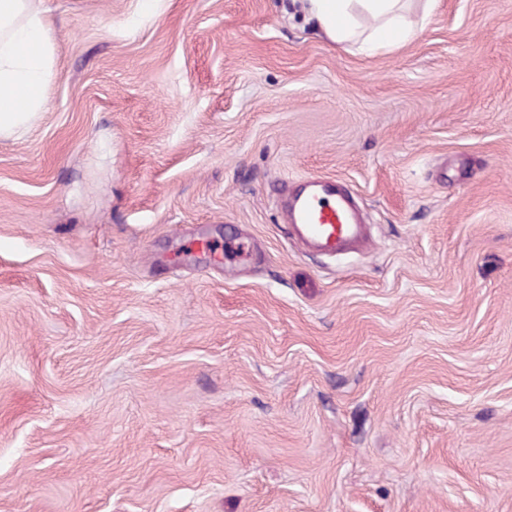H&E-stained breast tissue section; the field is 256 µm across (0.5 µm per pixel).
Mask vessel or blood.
Segmentation results:
<instances>
[{"label":"vessel or blood","instance_id":"1","mask_svg":"<svg viewBox=\"0 0 512 512\" xmlns=\"http://www.w3.org/2000/svg\"><path fill=\"white\" fill-rule=\"evenodd\" d=\"M283 212L291 237L309 253L333 256L371 244L370 229L340 179H299L283 203Z\"/></svg>","mask_w":512,"mask_h":512}]
</instances>
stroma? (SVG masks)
I'll return each instance as SVG.
<instances>
[{"label": "stroma", "mask_w": 512, "mask_h": 512, "mask_svg": "<svg viewBox=\"0 0 512 512\" xmlns=\"http://www.w3.org/2000/svg\"><path fill=\"white\" fill-rule=\"evenodd\" d=\"M287 3L41 0L53 106L0 141V512H512V0L373 56ZM308 175L366 251L289 239Z\"/></svg>", "instance_id": "1"}]
</instances>
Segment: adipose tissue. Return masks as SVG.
<instances>
[{"label":"adipose tissue","mask_w":512,"mask_h":512,"mask_svg":"<svg viewBox=\"0 0 512 512\" xmlns=\"http://www.w3.org/2000/svg\"><path fill=\"white\" fill-rule=\"evenodd\" d=\"M409 0H300L331 42L366 55L415 39L421 22ZM57 46L40 0H0V140L22 138L50 108Z\"/></svg>","instance_id":"obj_1"}]
</instances>
